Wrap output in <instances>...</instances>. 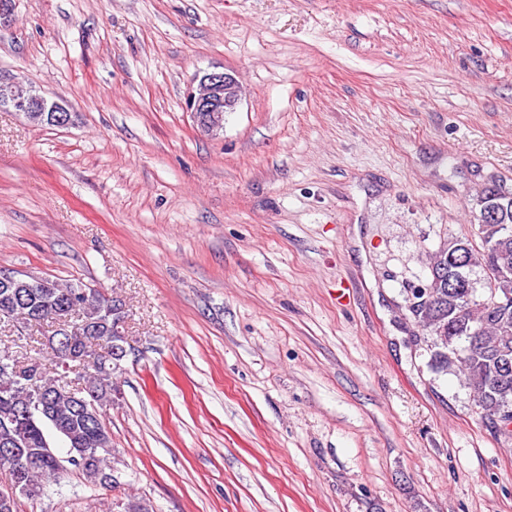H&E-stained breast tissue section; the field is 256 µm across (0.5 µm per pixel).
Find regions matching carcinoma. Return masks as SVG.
Masks as SVG:
<instances>
[{
  "label": "carcinoma",
  "mask_w": 512,
  "mask_h": 512,
  "mask_svg": "<svg viewBox=\"0 0 512 512\" xmlns=\"http://www.w3.org/2000/svg\"><path fill=\"white\" fill-rule=\"evenodd\" d=\"M474 220L481 248L466 237L449 238L432 257L435 287L423 302L406 299V307L431 338L430 368H457L489 421L512 410V303H495L512 298V197L502 200L498 223L484 224L479 214ZM478 268L483 300L476 299ZM40 281L41 288L24 278L0 288V326H54L33 356L0 347V453L21 443L25 471L23 486L0 488V512H17L20 496L42 497L48 481L72 468L91 482L118 485L106 472L112 436L102 410L112 402V376L123 360V303L80 279ZM46 358L54 370L46 369ZM56 437L67 444L65 458L56 454Z\"/></svg>",
  "instance_id": "cac0c4a2"
}]
</instances>
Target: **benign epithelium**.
Instances as JSON below:
<instances>
[{
	"label": "benign epithelium",
	"instance_id": "1",
	"mask_svg": "<svg viewBox=\"0 0 512 512\" xmlns=\"http://www.w3.org/2000/svg\"><path fill=\"white\" fill-rule=\"evenodd\" d=\"M241 90L234 75L224 71L205 73L198 89L187 98V111L191 112L197 128L204 133L216 134L224 127V114L236 110ZM0 108L28 115L43 113L45 119L65 126L71 122L66 104L51 99L34 88L23 89L12 78L0 74Z\"/></svg>",
	"mask_w": 512,
	"mask_h": 512
}]
</instances>
